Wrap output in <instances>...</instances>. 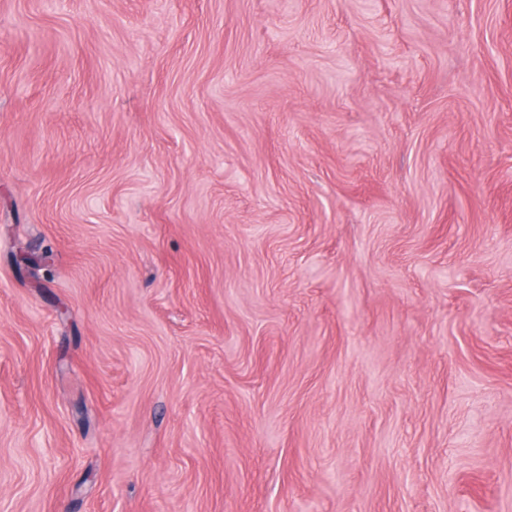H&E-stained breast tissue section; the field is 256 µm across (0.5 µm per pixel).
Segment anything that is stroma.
Returning a JSON list of instances; mask_svg holds the SVG:
<instances>
[{
    "label": "stroma",
    "mask_w": 512,
    "mask_h": 512,
    "mask_svg": "<svg viewBox=\"0 0 512 512\" xmlns=\"http://www.w3.org/2000/svg\"><path fill=\"white\" fill-rule=\"evenodd\" d=\"M0 512H512V0H0Z\"/></svg>",
    "instance_id": "stroma-1"
}]
</instances>
